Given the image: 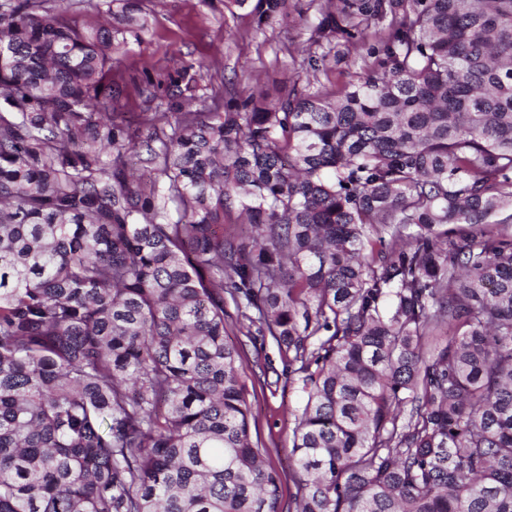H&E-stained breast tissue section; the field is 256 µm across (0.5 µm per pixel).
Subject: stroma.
<instances>
[{
	"label": "stroma",
	"mask_w": 512,
	"mask_h": 512,
	"mask_svg": "<svg viewBox=\"0 0 512 512\" xmlns=\"http://www.w3.org/2000/svg\"><path fill=\"white\" fill-rule=\"evenodd\" d=\"M324 0H287L285 13L258 22L257 0H139L145 24L124 35L112 61V105L118 112H212L248 93L276 96L291 84L335 92L376 60L345 39L311 41ZM328 57L310 70L311 54ZM153 87H146V79ZM226 339L238 348L253 387L251 434L270 461L288 469L294 415L303 394L270 338L245 335L225 301Z\"/></svg>",
	"instance_id": "obj_1"
}]
</instances>
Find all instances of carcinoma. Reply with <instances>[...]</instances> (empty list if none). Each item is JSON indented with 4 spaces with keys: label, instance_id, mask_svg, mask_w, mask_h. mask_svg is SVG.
<instances>
[{
    "label": "carcinoma",
    "instance_id": "cac0c4a2",
    "mask_svg": "<svg viewBox=\"0 0 512 512\" xmlns=\"http://www.w3.org/2000/svg\"><path fill=\"white\" fill-rule=\"evenodd\" d=\"M45 2L0 0V512H512V0H327L377 69L177 112L136 177L137 5ZM226 294L301 384L287 475ZM47 6L67 7L71 3H78L69 8V14L80 26H93L98 20L97 4L99 0H50Z\"/></svg>",
    "mask_w": 512,
    "mask_h": 512
}]
</instances>
